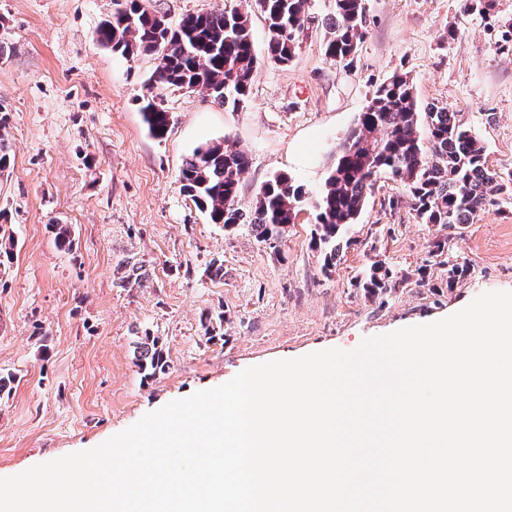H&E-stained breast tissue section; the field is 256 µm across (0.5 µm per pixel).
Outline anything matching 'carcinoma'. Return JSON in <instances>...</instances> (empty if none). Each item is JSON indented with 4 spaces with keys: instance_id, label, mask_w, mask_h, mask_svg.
I'll use <instances>...</instances> for the list:
<instances>
[{
    "instance_id": "obj_1",
    "label": "carcinoma",
    "mask_w": 512,
    "mask_h": 512,
    "mask_svg": "<svg viewBox=\"0 0 512 512\" xmlns=\"http://www.w3.org/2000/svg\"><path fill=\"white\" fill-rule=\"evenodd\" d=\"M268 22L267 53L278 64L293 60L308 20L307 0H256ZM365 0H334L328 18L325 55L345 62L365 35ZM100 44L133 56L157 55L152 79L159 86L206 90L226 108L238 109L249 95L257 57L248 15L231 12L187 14L171 28L147 0H126L97 31ZM149 131L162 137L169 113L149 101L143 107ZM247 154L222 143L197 148L182 168V189L210 221L232 230L248 225L256 240L273 253L295 223L307 192L285 175L268 180L249 213L239 208ZM405 183L411 208L423 224H471L505 197L512 199V174L491 170L484 147L459 113L429 104L418 109L407 75L395 74L375 91L366 110L340 144L336 162L311 204L316 212L314 248L323 255L322 271L332 272L340 242L365 206L377 178ZM356 285L370 293L395 287L391 268L371 265L356 276ZM136 365L151 379L165 372V350L154 336L137 342Z\"/></svg>"
}]
</instances>
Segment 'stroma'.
<instances>
[{
  "label": "stroma",
  "instance_id": "obj_1",
  "mask_svg": "<svg viewBox=\"0 0 512 512\" xmlns=\"http://www.w3.org/2000/svg\"><path fill=\"white\" fill-rule=\"evenodd\" d=\"M332 0H309L292 63L267 58L254 0H151L170 26L189 13L250 16L258 56L248 98L231 112L203 90L152 85L155 54L101 46L117 0H0V478L88 450L146 413L240 371L434 322L485 292L512 291V200L472 224L419 222L402 182L381 178L348 231L331 275L303 206L278 252L248 225L211 223L181 189L195 148L227 142L249 167L239 204L283 173L318 192L336 150L396 73L420 105L459 112L497 172H512V0H366L351 67L324 54ZM170 114L153 137L141 108ZM71 230L58 247L54 225ZM224 261L212 276L213 258ZM466 268L448 280L449 262ZM374 264L397 287L371 294L354 278ZM139 267L142 278L127 274ZM160 337L163 374L144 380L138 336Z\"/></svg>",
  "mask_w": 512,
  "mask_h": 512
}]
</instances>
